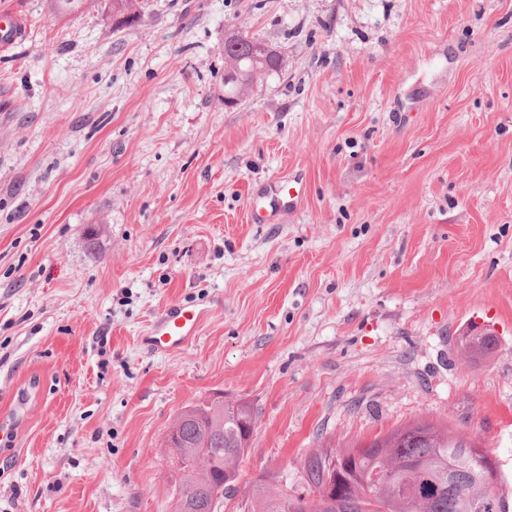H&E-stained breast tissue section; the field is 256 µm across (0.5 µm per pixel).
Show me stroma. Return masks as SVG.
<instances>
[{"label":"stroma","mask_w":512,"mask_h":512,"mask_svg":"<svg viewBox=\"0 0 512 512\" xmlns=\"http://www.w3.org/2000/svg\"><path fill=\"white\" fill-rule=\"evenodd\" d=\"M0 512H172L183 408L256 410L240 483L418 418L512 502V0H0ZM282 66L224 102V33ZM299 176L294 215L248 219ZM173 304L196 338H142ZM491 325L499 346L455 347ZM112 17L122 18L124 25L136 23L141 19L139 0H112ZM4 19L6 23L0 27V44L2 48L6 49L25 36L27 27L23 18L17 14L1 12L0 24H3ZM203 316L202 308L172 305L156 318L142 342L154 352L180 349L196 337Z\"/></svg>","instance_id":"stroma-1"}]
</instances>
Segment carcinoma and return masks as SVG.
Masks as SVG:
<instances>
[{
    "label": "carcinoma",
    "mask_w": 512,
    "mask_h": 512,
    "mask_svg": "<svg viewBox=\"0 0 512 512\" xmlns=\"http://www.w3.org/2000/svg\"><path fill=\"white\" fill-rule=\"evenodd\" d=\"M51 11L66 15L78 11L86 0H49ZM112 16L130 25L141 19L140 0H111ZM280 57L272 47L231 30L224 40V96L237 102L246 98L254 82L275 72ZM189 416L182 431L183 442L174 446V458L183 470L202 476L207 487L201 495L197 486L177 483L176 496L185 499L194 512H212V493L222 491L224 482L238 481L239 465L251 448L247 425L255 421L252 407L244 402H211L187 407ZM456 433L446 425L416 420L396 427L383 436L348 448H317L304 456L301 473L304 484L317 486L334 477L343 485L346 512H362L365 481L384 469L397 472L412 460L423 464L416 480V494L395 493L392 486L374 488L382 512H464V500L479 493L473 471L478 462L460 460L453 481L434 483L435 474L448 470V437ZM322 503L313 494L292 504L285 490L276 487L271 474L259 477L248 488L247 508L237 512H321Z\"/></svg>",
    "instance_id": "1"
}]
</instances>
